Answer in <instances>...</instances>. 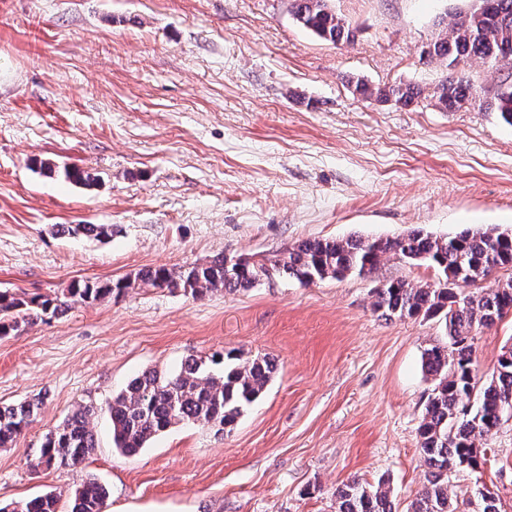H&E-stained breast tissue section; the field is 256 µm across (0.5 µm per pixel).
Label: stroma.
Here are the masks:
<instances>
[{
    "label": "stroma",
    "mask_w": 512,
    "mask_h": 512,
    "mask_svg": "<svg viewBox=\"0 0 512 512\" xmlns=\"http://www.w3.org/2000/svg\"><path fill=\"white\" fill-rule=\"evenodd\" d=\"M353 41L293 20L289 0H0V288L51 295L76 280L274 255L306 240L512 230V126L480 106L501 73L466 74L478 103L442 111L448 71L421 55L471 0H330ZM420 86L410 107L351 82ZM58 166L48 176L41 162ZM90 184L65 179L67 169ZM108 224L99 241L69 233ZM393 259L369 277H277L202 297L139 286L0 339V406L40 395L0 448V505L92 478L103 512H334L338 486L385 482L405 512L426 482L417 429L435 318H381L375 289L436 280ZM512 345V314L481 330V374ZM268 356L277 372L230 432L183 423L137 456L98 446L81 465L33 470L45 435L80 403L106 406L148 370L191 358ZM455 496L487 487L512 512V418L479 442Z\"/></svg>",
    "instance_id": "35a3bbf8"
}]
</instances>
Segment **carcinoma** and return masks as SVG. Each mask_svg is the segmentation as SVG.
Segmentation results:
<instances>
[{"label": "carcinoma", "instance_id": "cac0c4a2", "mask_svg": "<svg viewBox=\"0 0 512 512\" xmlns=\"http://www.w3.org/2000/svg\"><path fill=\"white\" fill-rule=\"evenodd\" d=\"M293 19L317 37L334 45L347 43L354 31L329 5V0H290ZM441 60L447 76L433 91L448 112L473 98V87L458 63L481 61L512 69V0H475L458 13L445 31L422 50ZM354 91L365 99L409 106L421 99L422 89L411 83L375 88L356 80ZM488 108L512 125V74L496 84ZM433 268L432 283L388 281L375 289L374 308L392 319L440 318L447 341L425 350L422 363L433 389L418 426L420 452L428 466L426 485L407 512H499L496 499L471 508L470 497L448 496V474L463 467L475 471L482 457L477 442L497 429L512 407V345L503 347L493 373L479 376L475 340L512 311V278L492 288L481 285L495 268L512 269V234L498 227L466 228L448 237L414 229L393 239L307 240L287 251L258 261L240 259L239 270L228 274L220 256L179 272L165 267L141 270L132 277L109 282L78 281L63 296L25 299L0 290V338L9 336L44 315L58 316L72 304H93L135 285L181 288L197 297L209 292H237L254 286L272 271L300 283L369 276L385 259ZM275 370L266 356L237 363L233 357L212 356L185 363L180 371L161 375L145 372L132 379L108 403L112 447L135 456L151 439L183 422L224 431L264 392ZM43 405L37 397L0 407V447L13 444L34 422ZM96 414L92 404L79 405L49 433L30 466L50 470L75 466L97 448L89 427ZM107 497L104 485L86 479L74 489L67 512H101ZM336 512H393L388 491L354 479L334 492ZM59 498L44 493L14 506L11 512H60Z\"/></svg>", "mask_w": 512, "mask_h": 512}]
</instances>
